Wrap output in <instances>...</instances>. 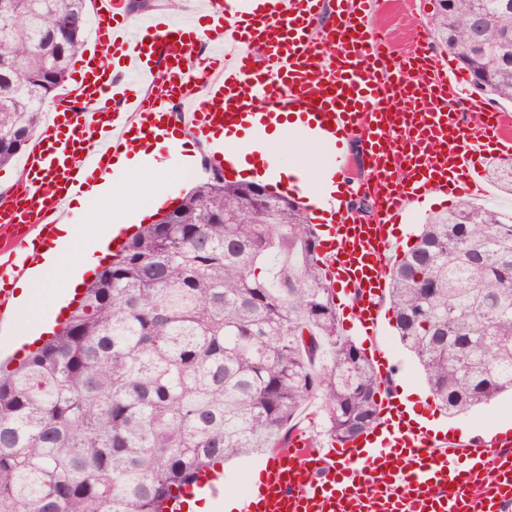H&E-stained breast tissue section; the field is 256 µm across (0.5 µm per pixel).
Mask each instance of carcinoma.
<instances>
[{"label": "carcinoma", "mask_w": 512, "mask_h": 512, "mask_svg": "<svg viewBox=\"0 0 512 512\" xmlns=\"http://www.w3.org/2000/svg\"><path fill=\"white\" fill-rule=\"evenodd\" d=\"M0 0V166L82 52L89 0ZM440 44L512 102V0H437ZM512 192V163L492 165ZM319 237L294 202L216 172L127 238L51 338L0 370V512H167L226 459L286 448L316 406L350 441L378 376L341 335ZM401 343L456 416L512 393V212L462 201L389 269Z\"/></svg>", "instance_id": "obj_1"}]
</instances>
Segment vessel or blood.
<instances>
[{
	"mask_svg": "<svg viewBox=\"0 0 512 512\" xmlns=\"http://www.w3.org/2000/svg\"><path fill=\"white\" fill-rule=\"evenodd\" d=\"M205 0L209 20L156 14L129 25L123 0H99L83 74L56 102L44 135L22 166V202L0 199V326L15 314L11 284L68 214L73 193L92 194L95 173L134 130L208 145L223 168L216 129L238 126L259 108L315 116L334 137L357 141L375 195L363 223L343 195L330 204L319 254L340 288L343 319L366 335L377 328L386 288L385 255L410 203L433 192L456 198L479 187L487 160H512V121L451 81L431 49L403 59L383 54L387 38L369 23L371 0H336L331 26L323 0ZM214 54L192 62L197 42ZM122 63L119 75L103 56ZM372 429L346 443L298 433L273 453L238 512H506L512 506V436L463 444L412 426L391 394Z\"/></svg>",
	"mask_w": 512,
	"mask_h": 512,
	"instance_id": "obj_1",
	"label": "vessel or blood"
}]
</instances>
